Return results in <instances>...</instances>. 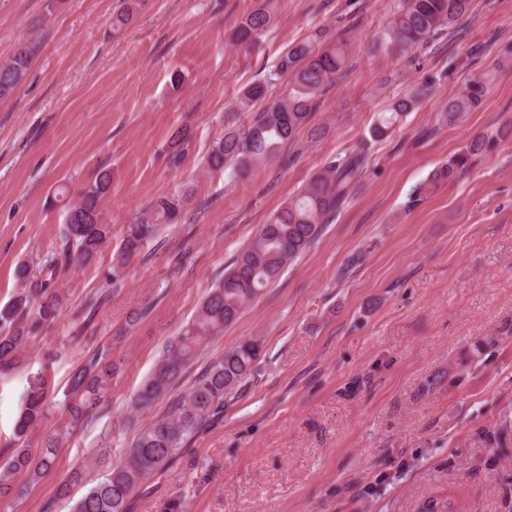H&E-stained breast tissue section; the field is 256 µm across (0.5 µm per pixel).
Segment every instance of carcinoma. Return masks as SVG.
Returning <instances> with one entry per match:
<instances>
[{
	"instance_id": "carcinoma-1",
	"label": "carcinoma",
	"mask_w": 512,
	"mask_h": 512,
	"mask_svg": "<svg viewBox=\"0 0 512 512\" xmlns=\"http://www.w3.org/2000/svg\"><path fill=\"white\" fill-rule=\"evenodd\" d=\"M273 0H263L245 17L235 32L239 46L255 43L272 19ZM472 0H400L389 25L374 40V50L403 61L414 49L426 46L443 31L463 18ZM348 44L337 41L321 48L311 41L291 46L277 66L261 80L244 89L240 104L252 108L247 125L229 116L224 134L215 138L205 158L211 172H225L234 180L249 178L255 168L274 159L283 145L296 139L310 123L313 109L325 91L332 87L346 67ZM33 52L19 49L13 59L0 66V98L10 95L25 79ZM285 90L269 101L267 96L283 78ZM485 78L470 81L464 91L448 102L446 120L454 122L477 108L487 91ZM428 84L408 90L380 113L369 130L375 143L392 135L401 118L414 111L427 94ZM188 143L187 134H172L167 163L180 165ZM365 152L337 155L317 171L301 192L285 201L260 225L250 242L235 256L224 279L210 289L193 320L165 345L152 373L143 381L131 402L135 413H146L153 403L181 380L202 353L204 342L224 331L241 311L274 285L285 268L304 255L320 238L324 228L334 223L340 210L352 197L366 169ZM112 183L110 171L101 170L95 180L79 189L63 181L52 192L49 205L64 210L65 225L59 249L47 254L38 273L20 262L14 270L19 289L0 308V375H7L23 364L22 349L31 336L54 323L66 298L58 281L70 271L92 263L109 240L111 225L105 223L103 201ZM188 204L184 194L157 198L125 227L113 266V284L120 282L126 264L140 255L162 224H176ZM262 342L257 337L240 341L210 362L187 392L174 399L167 415L143 426L125 457L108 461V447L91 451L86 468L97 471L92 486L71 507V512H126L133 492L154 472L164 468L201 429L224 415V405L258 374ZM115 366L112 348L97 349L71 375L62 403L68 424L45 440L37 458L24 448L25 438L46 417L52 406V380L47 367L27 375L22 409L15 426L13 453L0 466V497L10 495L13 477L24 472L36 485L53 469L58 450L73 429L91 422L106 402ZM86 478L73 471L57 490L56 499L45 504V512H56L69 496L70 486Z\"/></svg>"
}]
</instances>
